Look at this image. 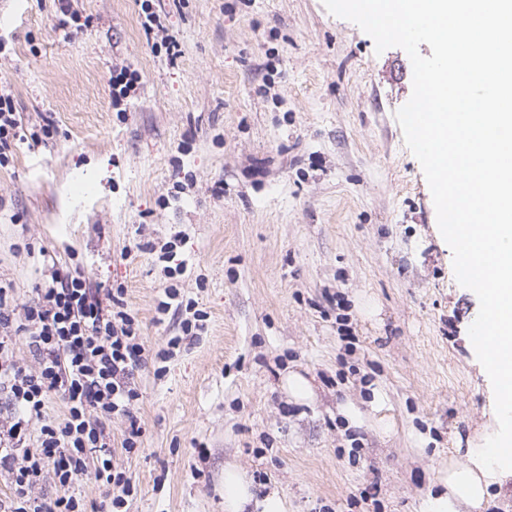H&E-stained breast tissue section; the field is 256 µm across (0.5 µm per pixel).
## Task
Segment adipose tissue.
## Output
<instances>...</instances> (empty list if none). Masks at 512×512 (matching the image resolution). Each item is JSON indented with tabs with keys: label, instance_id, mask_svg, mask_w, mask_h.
<instances>
[{
	"label": "adipose tissue",
	"instance_id": "1",
	"mask_svg": "<svg viewBox=\"0 0 512 512\" xmlns=\"http://www.w3.org/2000/svg\"><path fill=\"white\" fill-rule=\"evenodd\" d=\"M512 470V456L494 457L487 449H468L465 458L449 460L439 475L442 492L429 501V512H457L464 504L479 512L489 487ZM225 512H285L283 500L275 494L255 498L248 482L233 469L224 472Z\"/></svg>",
	"mask_w": 512,
	"mask_h": 512
}]
</instances>
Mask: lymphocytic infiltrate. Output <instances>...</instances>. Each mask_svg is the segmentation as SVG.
I'll return each instance as SVG.
<instances>
[{"instance_id":"lymphocytic-infiltrate-1","label":"lymphocytic infiltrate","mask_w":512,"mask_h":512,"mask_svg":"<svg viewBox=\"0 0 512 512\" xmlns=\"http://www.w3.org/2000/svg\"><path fill=\"white\" fill-rule=\"evenodd\" d=\"M49 127L28 129L15 107L12 87L0 81V168L9 166L16 143H39ZM37 298L14 310L11 286L0 285V392L9 413L0 419V474L13 485L0 512H87L75 490L83 476L112 490L120 512L130 479L116 450L132 451L142 436L133 412L137 376L148 352L140 326L120 296L100 293L78 267L45 268ZM25 337L37 361L29 370L16 358L17 337ZM63 407L47 413L50 399ZM128 425L120 448L112 446V420ZM60 493L38 495L46 476Z\"/></svg>"}]
</instances>
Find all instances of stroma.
Returning <instances> with one entry per match:
<instances>
[{
  "label": "stroma",
  "instance_id": "1",
  "mask_svg": "<svg viewBox=\"0 0 512 512\" xmlns=\"http://www.w3.org/2000/svg\"><path fill=\"white\" fill-rule=\"evenodd\" d=\"M141 4L74 0L66 40L58 0H0V79L54 129L0 168V281L31 302L46 250L137 316L125 512H224L229 466L286 512H426L442 462L497 423L479 300L395 117L409 56L322 0H151L172 66ZM121 66L140 81L117 110ZM169 284L205 321L163 363ZM149 10V4L144 3L143 12L145 14V21L142 23V26L148 40L150 34L154 33L155 29H157L158 33H162L160 41L156 40L152 43V50L156 55L164 56L168 64L174 65L177 59L182 55L181 46L173 36L167 34V29L162 24L160 15L155 12H149Z\"/></svg>",
  "mask_w": 512,
  "mask_h": 512
}]
</instances>
